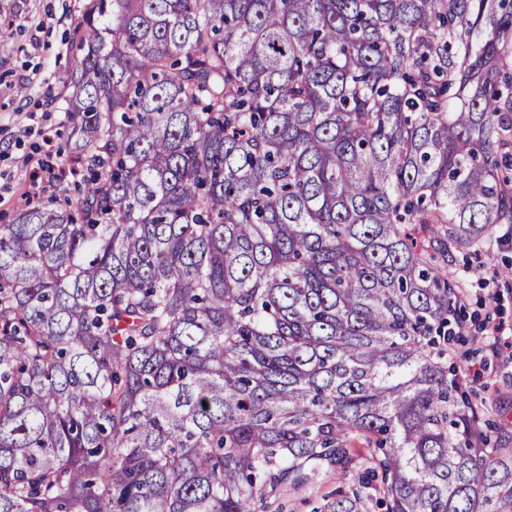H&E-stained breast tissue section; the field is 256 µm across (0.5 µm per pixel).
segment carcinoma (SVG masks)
<instances>
[{
	"label": "carcinoma",
	"instance_id": "carcinoma-1",
	"mask_svg": "<svg viewBox=\"0 0 512 512\" xmlns=\"http://www.w3.org/2000/svg\"><path fill=\"white\" fill-rule=\"evenodd\" d=\"M73 45L94 168L0 224V512L323 469L321 512H512L448 366L452 250L512 224V0H87Z\"/></svg>",
	"mask_w": 512,
	"mask_h": 512
}]
</instances>
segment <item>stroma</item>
I'll list each match as a JSON object with an SVG mask.
<instances>
[{
    "label": "stroma",
    "mask_w": 512,
    "mask_h": 512,
    "mask_svg": "<svg viewBox=\"0 0 512 512\" xmlns=\"http://www.w3.org/2000/svg\"><path fill=\"white\" fill-rule=\"evenodd\" d=\"M14 39L0 47V224L24 206L26 159L44 138L68 147L64 84L73 66L74 29L85 0H15ZM488 254H457L464 267V327L450 346L449 364L468 374V392L485 398V418L501 430L500 445L512 448V280L485 284V277L512 266V231L497 229ZM342 482L335 471L307 486L282 490V512H317Z\"/></svg>",
    "instance_id": "obj_1"
}]
</instances>
